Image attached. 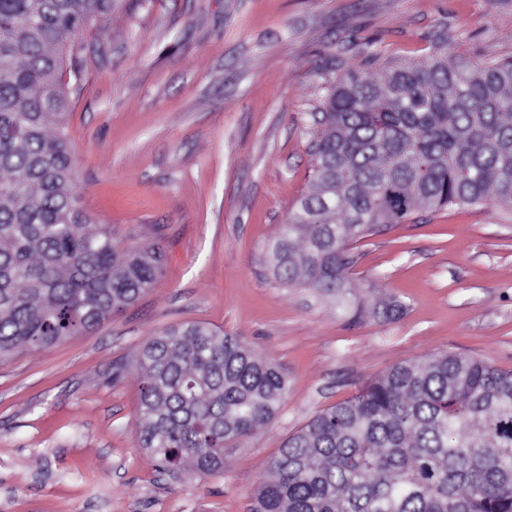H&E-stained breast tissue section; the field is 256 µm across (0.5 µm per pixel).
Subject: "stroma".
Instances as JSON below:
<instances>
[{"label": "stroma", "instance_id": "35a3bbf8", "mask_svg": "<svg viewBox=\"0 0 512 512\" xmlns=\"http://www.w3.org/2000/svg\"><path fill=\"white\" fill-rule=\"evenodd\" d=\"M67 134L83 208L159 245L154 287L98 330L0 363V512H246L284 440L392 365L457 352L512 370V209L419 212L356 243L349 320L272 277L267 248L307 191L326 81L369 55L512 57L503 0H124L92 21ZM238 337L288 380L224 469L159 472L135 443L139 381H106L162 329Z\"/></svg>", "mask_w": 512, "mask_h": 512}]
</instances>
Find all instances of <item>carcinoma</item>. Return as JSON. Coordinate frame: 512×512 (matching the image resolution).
Returning a JSON list of instances; mask_svg holds the SVG:
<instances>
[{"instance_id":"1","label":"carcinoma","mask_w":512,"mask_h":512,"mask_svg":"<svg viewBox=\"0 0 512 512\" xmlns=\"http://www.w3.org/2000/svg\"><path fill=\"white\" fill-rule=\"evenodd\" d=\"M117 0H0V360L88 333L138 301L158 246L121 249L83 209L66 134L78 38ZM311 181L267 251L290 288L347 299L350 250L418 211L512 207V59L349 69L314 118ZM402 305L374 303L391 319ZM140 379L136 443L202 476L276 415L284 374L236 336L160 331L112 382ZM247 512H512V370L461 353L407 360L314 415L268 464Z\"/></svg>"}]
</instances>
